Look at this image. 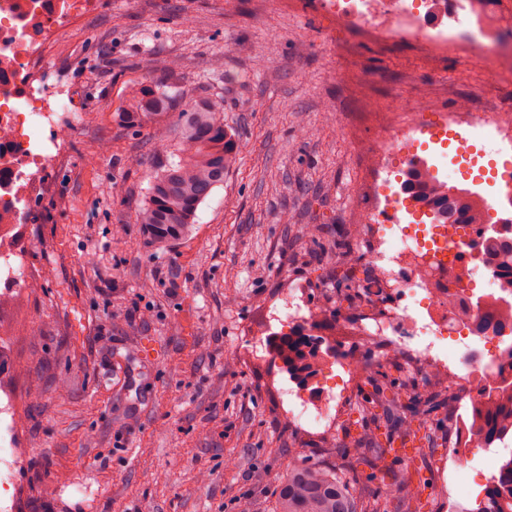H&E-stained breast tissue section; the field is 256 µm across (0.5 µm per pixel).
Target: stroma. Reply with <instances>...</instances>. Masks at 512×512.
<instances>
[{
  "mask_svg": "<svg viewBox=\"0 0 512 512\" xmlns=\"http://www.w3.org/2000/svg\"><path fill=\"white\" fill-rule=\"evenodd\" d=\"M47 48V77L85 112L68 129L43 195L19 227L35 288L0 306L15 361L7 372L24 419L0 503L11 512H274L295 456L352 467L357 490L380 489L343 434L317 436L280 414L267 366L234 354L265 324V305L300 284L321 306L359 255L355 303L335 304L319 333L370 365L346 390L341 425L373 382L396 371L354 334L372 298L370 259L353 232L375 203L368 153L375 112L460 101L512 106V67L464 41L440 57L378 45L335 25L319 0H100ZM159 86L176 107L224 105L237 163L199 205L191 231L149 243L136 219L151 181L176 161L172 128L131 130L117 118L131 89ZM153 353H145L146 341ZM446 409L431 413L437 446L410 464L434 474L448 449ZM497 449L467 467L454 512H475L498 471Z\"/></svg>",
  "mask_w": 512,
  "mask_h": 512,
  "instance_id": "1",
  "label": "stroma"
}]
</instances>
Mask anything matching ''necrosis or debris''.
<instances>
[{
	"mask_svg": "<svg viewBox=\"0 0 512 512\" xmlns=\"http://www.w3.org/2000/svg\"><path fill=\"white\" fill-rule=\"evenodd\" d=\"M97 0H0V283L12 288L30 287L29 273L18 261L16 229L24 223L26 204L42 190V175L59 152L52 133L61 121L77 123L69 99L46 88L43 52L57 33L74 17L93 14ZM323 11L340 26L361 27L378 40L397 39L420 43L432 53L457 48L456 32L467 28L472 42L494 60L512 56V45L499 42V20L484 0H321ZM444 144L452 140L467 150L473 141L512 140V110L473 111L469 103L441 113L434 124L423 119L401 121L389 113L383 134L370 156L372 170L394 159L410 165L418 159L421 141ZM361 238L370 242V259L380 288L398 289L402 306L371 315L362 338L380 354L401 353L411 367L427 373L438 370L454 386L469 383V366L495 367L508 342L506 335L472 331L453 339L448 321V296L443 289L449 273L458 269L457 256L468 239L449 236L444 224H427L422 214L412 222L376 228L374 214L362 218ZM355 378L358 365L333 355L316 365L311 400L271 375L269 384L281 401L284 417L325 435L336 430L340 403L329 383L334 369ZM472 440L457 433L448 443V455L437 470L439 487L448 495L459 492L464 479L456 464L474 456Z\"/></svg>",
	"mask_w": 512,
	"mask_h": 512,
	"instance_id": "4bbe7bcc",
	"label": "necrosis or debris"
}]
</instances>
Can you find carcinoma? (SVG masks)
Segmentation results:
<instances>
[{
	"label": "carcinoma",
	"instance_id": "obj_1",
	"mask_svg": "<svg viewBox=\"0 0 512 512\" xmlns=\"http://www.w3.org/2000/svg\"><path fill=\"white\" fill-rule=\"evenodd\" d=\"M171 109L168 94L142 84L133 91L122 119L133 126L156 123L169 119ZM176 135L178 160L151 181L147 202L138 215L143 234L153 243L185 236L200 203L224 181V172L237 160L236 146L224 126V106L217 102L194 99L185 104L179 112ZM408 188L431 203L436 215L452 214L453 224L460 223L474 233L492 223L489 216L477 211L486 207L484 200L469 192L437 186L426 196L420 180L414 178ZM481 248L486 261L498 269L497 277L512 279V231L484 237ZM479 312L483 328L512 330V300H485ZM318 343L314 336L288 338L277 341L274 348L288 371L304 380L319 356ZM503 360L504 364L481 380L478 397L463 416L477 448H492L512 438V346L505 347ZM436 397L434 392L420 393L414 380L404 377L395 388L375 387L356 407L358 418L346 428L345 437L362 448L371 465L389 480V492L359 493L349 487L345 473L296 458L278 486L275 512H419L428 484L417 470H394L387 460L398 437L429 445L437 442L428 425V416L438 407ZM473 512H512V458L500 466Z\"/></svg>",
	"mask_w": 512,
	"mask_h": 512
}]
</instances>
